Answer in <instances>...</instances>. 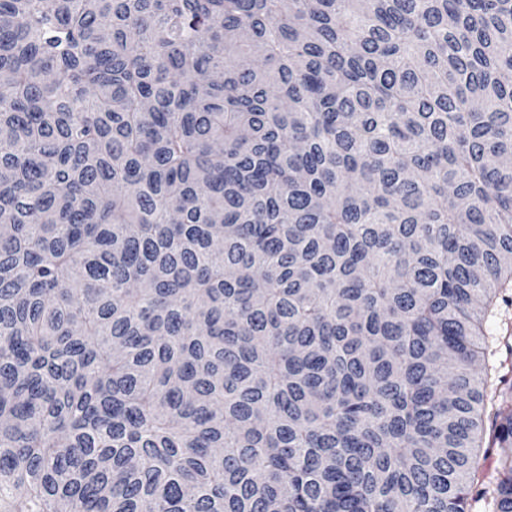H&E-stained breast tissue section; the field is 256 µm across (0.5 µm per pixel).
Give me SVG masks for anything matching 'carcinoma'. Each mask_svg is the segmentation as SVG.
Wrapping results in <instances>:
<instances>
[{
    "mask_svg": "<svg viewBox=\"0 0 512 512\" xmlns=\"http://www.w3.org/2000/svg\"><path fill=\"white\" fill-rule=\"evenodd\" d=\"M510 284L512 0H0V512H467ZM509 298L503 302L502 298ZM512 288H506L496 299L495 307L484 322L485 343L481 361L482 371L494 380L505 377L512 383Z\"/></svg>",
    "mask_w": 512,
    "mask_h": 512,
    "instance_id": "obj_1",
    "label": "carcinoma"
}]
</instances>
